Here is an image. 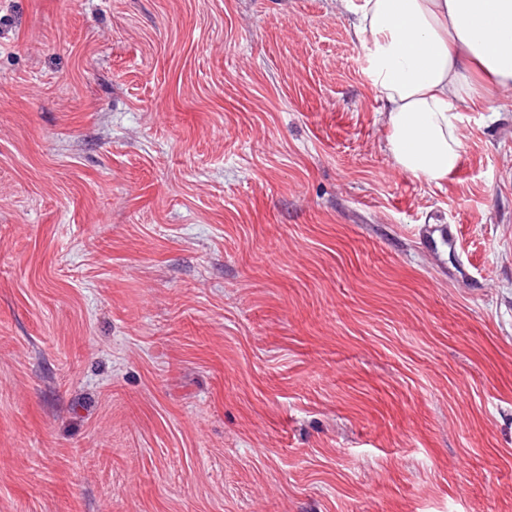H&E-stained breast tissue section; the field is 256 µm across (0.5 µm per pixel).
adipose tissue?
Here are the masks:
<instances>
[{
	"mask_svg": "<svg viewBox=\"0 0 512 512\" xmlns=\"http://www.w3.org/2000/svg\"><path fill=\"white\" fill-rule=\"evenodd\" d=\"M353 13L381 103L386 149L439 183L462 161V113L512 88V0H336Z\"/></svg>",
	"mask_w": 512,
	"mask_h": 512,
	"instance_id": "obj_1",
	"label": "adipose tissue"
}]
</instances>
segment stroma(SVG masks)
I'll list each match as a JSON object with an SVG mask.
<instances>
[{
	"label": "stroma",
	"mask_w": 512,
	"mask_h": 512,
	"mask_svg": "<svg viewBox=\"0 0 512 512\" xmlns=\"http://www.w3.org/2000/svg\"><path fill=\"white\" fill-rule=\"evenodd\" d=\"M352 21L0 0V512H512V110L403 172Z\"/></svg>",
	"instance_id": "1"
}]
</instances>
